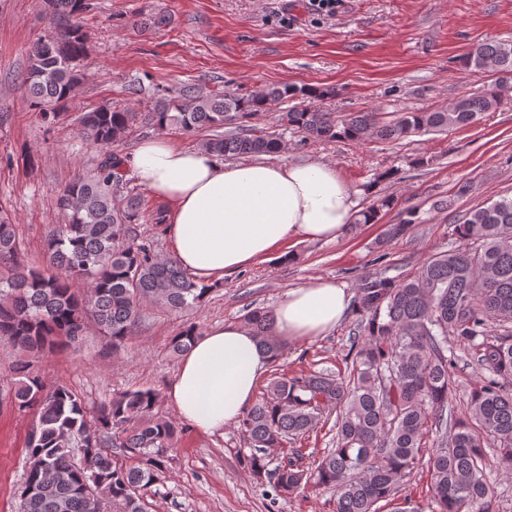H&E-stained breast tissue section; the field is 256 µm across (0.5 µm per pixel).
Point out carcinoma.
Wrapping results in <instances>:
<instances>
[{"instance_id":"carcinoma-1","label":"carcinoma","mask_w":512,"mask_h":512,"mask_svg":"<svg viewBox=\"0 0 512 512\" xmlns=\"http://www.w3.org/2000/svg\"><path fill=\"white\" fill-rule=\"evenodd\" d=\"M45 3L50 26L29 48L23 84L30 109L49 128L82 76L88 46L80 15L92 3ZM459 64L512 71V41L482 43ZM320 97L293 84L246 96L183 85L145 112L103 105L78 118L98 159L60 187L57 206L68 223L50 226L43 266L24 263L15 224L0 214V268L7 270L0 275V341L19 352L9 398L36 417L17 491L20 512H147L138 489L157 479L175 447L178 425L156 412L159 390H126L90 406L64 385L47 386L35 370L36 359L78 346L92 325L116 355L135 333L144 306L179 313L201 307L213 290L175 258L159 256L154 240L137 230L165 223L163 207L149 211L136 195L114 200L124 184L115 147L134 125L209 132L201 147L213 156L271 155L281 151V134L260 130L253 120L288 99L298 103L278 114L282 127L321 141L389 143L475 124L501 105L497 84L488 83L446 109L401 112L389 120L381 112H353L338 121L306 103ZM392 204L377 200L355 223H377ZM413 224L415 211H401L383 240ZM455 234L461 246L432 254L402 279L360 276L352 302L358 330L343 370L280 372L284 347L272 332L273 312L259 308L243 316L274 369L238 421V455L268 487L271 506L330 490L334 512H380L383 501L391 512H495L488 475L512 479V197L471 210ZM198 335L197 323L184 324L168 343L170 353L183 354ZM458 349L480 371L461 414L453 405ZM327 424L332 447L321 455L284 450ZM110 448L136 463L119 464ZM274 448L282 450L275 459L269 454ZM422 464L429 480L425 507L399 496Z\"/></svg>"}]
</instances>
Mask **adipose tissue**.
<instances>
[{"label":"adipose tissue","instance_id":"obj_1","mask_svg":"<svg viewBox=\"0 0 512 512\" xmlns=\"http://www.w3.org/2000/svg\"><path fill=\"white\" fill-rule=\"evenodd\" d=\"M129 165L138 184L166 207L178 264L203 283L222 280L291 238L338 239L356 206L327 164L221 165L160 137L140 143ZM349 303L346 289L330 279L292 289L274 312V334L283 342L323 335ZM270 363L251 329L227 323L195 338L167 394L182 422L216 433L253 403Z\"/></svg>","mask_w":512,"mask_h":512}]
</instances>
